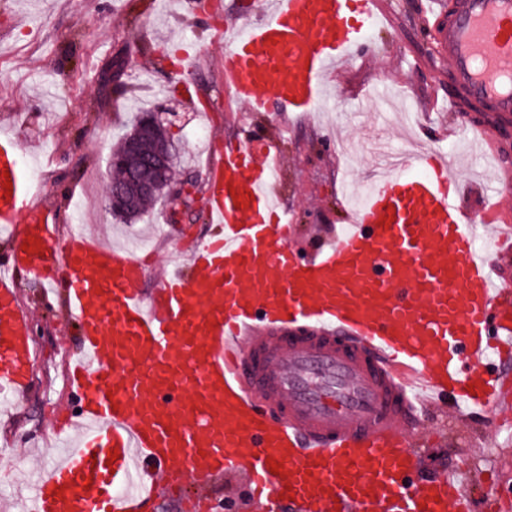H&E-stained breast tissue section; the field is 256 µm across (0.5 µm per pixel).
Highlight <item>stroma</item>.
<instances>
[{"mask_svg": "<svg viewBox=\"0 0 512 512\" xmlns=\"http://www.w3.org/2000/svg\"><path fill=\"white\" fill-rule=\"evenodd\" d=\"M246 0H0V133L12 134L31 165L39 201L58 216L59 237L82 231L140 252L154 288L167 263L193 253L211 228L204 217L208 164L237 127L253 122L277 134L285 160L278 179L294 218V245L319 246L344 220L349 187L363 180L366 159L347 161L343 141L402 148L406 134L426 136L452 159L459 198L471 213L498 205V230L478 240L495 262L512 306V181L493 175L488 158L469 146V121H492L487 108L462 105L446 64L425 30V0H379V25L350 68L339 72L326 103L304 116L247 112L224 85L219 62L226 28L241 24ZM193 103H186L185 94ZM179 113L168 127L177 182L189 190V213L171 215L158 201L135 221L121 220L104 200L118 137L140 111ZM206 141H196L198 130ZM19 303L32 314L30 383L16 403L0 399V512H30L35 483L76 445L59 441L77 399L64 360L82 337L65 293L43 294L19 276ZM494 424L484 416L433 411L418 447L420 473L457 468L478 476L474 512H512V381L499 385ZM243 473L214 478L202 490L172 484L147 512H252Z\"/></svg>", "mask_w": 512, "mask_h": 512, "instance_id": "obj_1", "label": "stroma"}]
</instances>
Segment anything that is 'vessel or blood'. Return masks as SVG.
<instances>
[{"label":"vessel or blood","instance_id":"vessel-or-blood-1","mask_svg":"<svg viewBox=\"0 0 512 512\" xmlns=\"http://www.w3.org/2000/svg\"><path fill=\"white\" fill-rule=\"evenodd\" d=\"M377 6L269 0L225 38L226 87L252 112L315 111ZM425 12L449 80L512 115V0ZM403 164L420 175L384 171L303 255L273 141L242 128L212 165L209 239L148 293L133 250L80 232L55 246L54 213L0 135V226H25L0 262V391L24 389L32 361L15 269L66 289L84 336L69 379L87 433L36 485L33 512H138L153 475L201 484L241 467L263 512H470L457 481L418 477L416 423L433 404L489 413L512 314L452 162L423 141Z\"/></svg>","mask_w":512,"mask_h":512}]
</instances>
